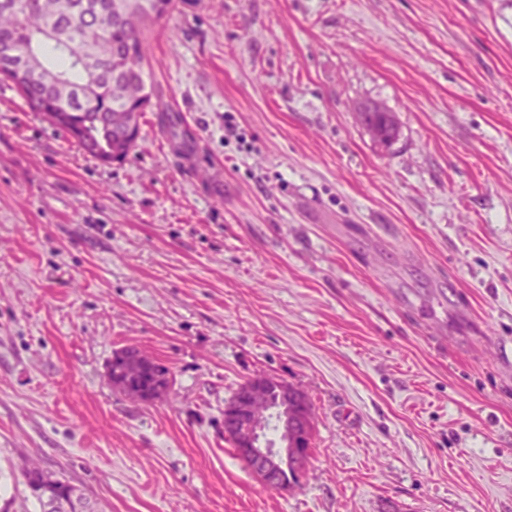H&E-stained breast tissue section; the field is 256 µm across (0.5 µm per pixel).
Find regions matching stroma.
Instances as JSON below:
<instances>
[{
	"label": "stroma",
	"mask_w": 512,
	"mask_h": 512,
	"mask_svg": "<svg viewBox=\"0 0 512 512\" xmlns=\"http://www.w3.org/2000/svg\"><path fill=\"white\" fill-rule=\"evenodd\" d=\"M148 44L120 164L0 82V505L33 460L101 512H512V0H177ZM255 375L312 405L288 490L224 438ZM368 112H375L374 114L366 115V122L368 125H374L379 129L380 135L383 138V148L390 147L397 139L399 135L398 126L394 120L393 115L390 114V123L387 124L385 120V115L379 112H385L381 106L370 105V109ZM150 362H152V358L139 349L135 352H125L117 360V363L121 364V368L117 369V374L124 373L127 378H131L145 370ZM167 374V368L155 362L150 371L139 375L137 378H133L130 383L135 382L137 386H147L148 388H151L155 379H157L161 380L165 384L166 388H168L169 380L167 378ZM163 383H160L156 387V391L151 392L139 391V389H135L133 386H125V389L132 397L139 400H154L158 399L162 395L164 387Z\"/></svg>",
	"instance_id": "35a3bbf8"
}]
</instances>
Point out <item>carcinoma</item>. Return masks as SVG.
I'll list each match as a JSON object with an SVG mask.
<instances>
[{"label": "carcinoma", "mask_w": 512, "mask_h": 512, "mask_svg": "<svg viewBox=\"0 0 512 512\" xmlns=\"http://www.w3.org/2000/svg\"><path fill=\"white\" fill-rule=\"evenodd\" d=\"M0 0V80L12 83L29 108L62 131L83 151L102 162L121 163L137 146L141 119L151 106L152 90L144 80L147 37L155 25L170 17L175 0H146L149 7L135 14V23L112 17L114 0H28L17 11ZM97 45L106 62L84 70L79 59L87 42ZM27 54L38 78L20 79L9 73V53ZM124 112L134 120L131 132L112 129V116ZM379 129L383 147L399 135L395 120L366 115ZM166 367L155 363L133 379L150 387L169 384Z\"/></svg>", "instance_id": "carcinoma-1"}]
</instances>
